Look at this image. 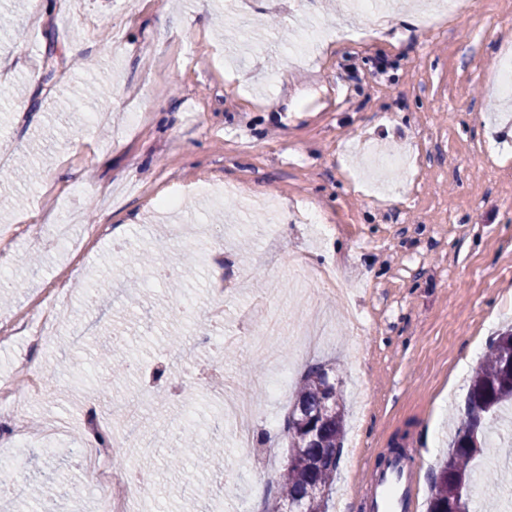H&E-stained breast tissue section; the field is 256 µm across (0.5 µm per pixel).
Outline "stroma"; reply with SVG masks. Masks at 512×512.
Listing matches in <instances>:
<instances>
[{
  "instance_id": "obj_1",
  "label": "stroma",
  "mask_w": 512,
  "mask_h": 512,
  "mask_svg": "<svg viewBox=\"0 0 512 512\" xmlns=\"http://www.w3.org/2000/svg\"><path fill=\"white\" fill-rule=\"evenodd\" d=\"M402 2L386 17L357 18L344 0H249L244 26L231 27L225 0H67L40 24L37 0H0L16 17L0 31V56L17 63L0 87H22L0 105V156L41 168L28 186L0 172V276L11 283L0 319L68 276L53 343L0 346L8 421L34 434L54 417L72 428L17 458L30 483L51 487L52 512H69L73 484L97 480L79 452L91 414L98 432L171 443L189 416L224 448L200 474L168 471L161 448H130L137 466L155 470L157 490L132 512H254L285 461L281 424L295 388L256 395L250 448L235 446L220 411L243 371L276 380L317 361L342 381L345 440L358 445L341 458L331 512H367L369 475L396 443L413 457L416 512H426L428 475L470 377L490 338L512 325V98L499 88L512 0H465L444 24ZM313 26L333 34L309 40ZM227 184L277 200L276 220L219 198ZM303 201L328 233L302 222ZM143 252L180 267L183 288L139 278ZM298 255L307 275L336 268L360 328L325 291L331 334L291 347L308 317L293 287ZM239 268L251 275L225 293L221 324L165 319ZM91 286L103 295L88 314ZM259 303L285 323L269 358L239 343L235 359L211 356L213 336L240 335ZM113 323L127 331L120 354L130 363L166 360L169 336L196 339L183 369L165 373L153 404L130 420L108 416L93 377L71 373ZM173 385L194 390L192 414L170 398Z\"/></svg>"
}]
</instances>
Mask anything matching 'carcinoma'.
<instances>
[{
  "instance_id": "obj_1",
  "label": "carcinoma",
  "mask_w": 512,
  "mask_h": 512,
  "mask_svg": "<svg viewBox=\"0 0 512 512\" xmlns=\"http://www.w3.org/2000/svg\"><path fill=\"white\" fill-rule=\"evenodd\" d=\"M512 406V329L492 338L474 372L448 456L431 473L426 512H473L478 480L474 463L494 455L487 434ZM345 408L336 377L322 363L306 370L284 424L285 465L272 479L273 495L263 512H284L300 503L306 512H328L344 448Z\"/></svg>"
}]
</instances>
